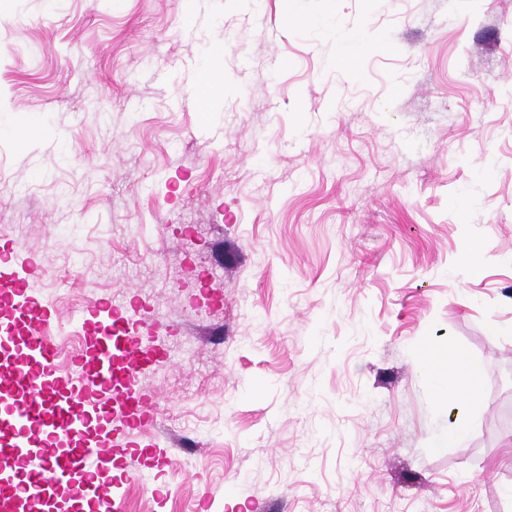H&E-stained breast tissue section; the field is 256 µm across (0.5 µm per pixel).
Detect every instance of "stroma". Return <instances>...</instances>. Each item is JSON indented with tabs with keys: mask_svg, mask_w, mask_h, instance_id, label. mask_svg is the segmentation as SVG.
I'll use <instances>...</instances> for the list:
<instances>
[{
	"mask_svg": "<svg viewBox=\"0 0 512 512\" xmlns=\"http://www.w3.org/2000/svg\"><path fill=\"white\" fill-rule=\"evenodd\" d=\"M7 242L59 371L102 301L164 353L137 512H512V0H0ZM422 373L433 382L439 400L448 407V447L462 442L468 434L467 418L480 406L482 365L462 350L449 349L444 375L433 362L422 364Z\"/></svg>",
	"mask_w": 512,
	"mask_h": 512,
	"instance_id": "stroma-1",
	"label": "stroma"
}]
</instances>
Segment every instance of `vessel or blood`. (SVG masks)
Returning <instances> with one entry per match:
<instances>
[{"label": "vessel or blood", "instance_id": "b4317fda", "mask_svg": "<svg viewBox=\"0 0 512 512\" xmlns=\"http://www.w3.org/2000/svg\"><path fill=\"white\" fill-rule=\"evenodd\" d=\"M34 264L13 246L0 251V346L9 365L0 373V435L8 466L0 468V512H40L50 494L73 488L97 500L110 496L99 464L122 447L125 430L152 417L153 404L135 386L159 350L144 347L128 317L103 302L81 312L86 345L77 373L56 372V347L43 326L49 304L32 293ZM111 431L89 437L93 412Z\"/></svg>", "mask_w": 512, "mask_h": 512}]
</instances>
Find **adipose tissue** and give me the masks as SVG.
<instances>
[{
	"label": "adipose tissue",
	"mask_w": 512,
	"mask_h": 512,
	"mask_svg": "<svg viewBox=\"0 0 512 512\" xmlns=\"http://www.w3.org/2000/svg\"><path fill=\"white\" fill-rule=\"evenodd\" d=\"M422 373L433 382L439 400L448 409V442L456 444L466 439L467 418L479 407V391L483 383V367L466 352H448V370L440 372L432 362L423 364Z\"/></svg>",
	"instance_id": "1"
}]
</instances>
